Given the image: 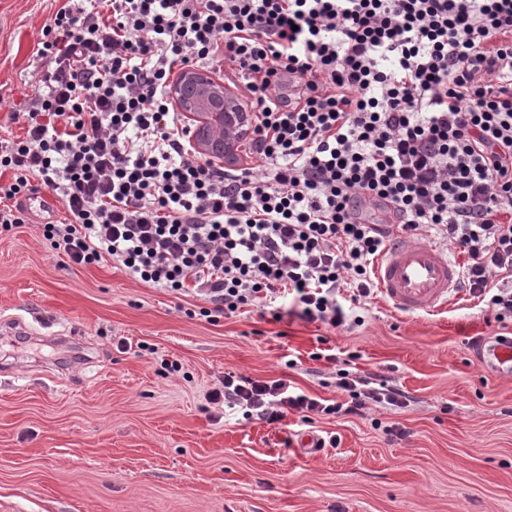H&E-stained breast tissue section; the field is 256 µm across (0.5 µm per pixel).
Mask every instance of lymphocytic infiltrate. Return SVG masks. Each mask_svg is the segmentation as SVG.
Returning a JSON list of instances; mask_svg holds the SVG:
<instances>
[{
  "label": "lymphocytic infiltrate",
  "instance_id": "1",
  "mask_svg": "<svg viewBox=\"0 0 512 512\" xmlns=\"http://www.w3.org/2000/svg\"><path fill=\"white\" fill-rule=\"evenodd\" d=\"M36 49L25 133L0 137V233L44 186L67 211L42 235L112 262L201 316L246 306L351 329L394 230L467 257L462 288L512 320V0H58ZM228 63L255 114L244 169L198 155L175 68ZM388 203L397 225L373 221ZM333 404L225 373L212 401L286 425L406 407L390 377L336 371Z\"/></svg>",
  "mask_w": 512,
  "mask_h": 512
}]
</instances>
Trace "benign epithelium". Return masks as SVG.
<instances>
[{
	"label": "benign epithelium",
	"mask_w": 512,
	"mask_h": 512,
	"mask_svg": "<svg viewBox=\"0 0 512 512\" xmlns=\"http://www.w3.org/2000/svg\"><path fill=\"white\" fill-rule=\"evenodd\" d=\"M171 98L187 118L199 122L194 145L199 153L220 150L227 162L236 160L231 143L248 137L254 115L233 92L219 81L188 69L172 86Z\"/></svg>",
	"instance_id": "7a95c632"
}]
</instances>
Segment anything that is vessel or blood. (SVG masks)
I'll return each mask as SVG.
<instances>
[{
	"mask_svg": "<svg viewBox=\"0 0 512 512\" xmlns=\"http://www.w3.org/2000/svg\"><path fill=\"white\" fill-rule=\"evenodd\" d=\"M374 277L386 304L410 315L433 314L450 305L460 265L440 246L400 237L376 259Z\"/></svg>",
	"mask_w": 512,
	"mask_h": 512,
	"instance_id": "b4317fda",
	"label": "vessel or blood"
}]
</instances>
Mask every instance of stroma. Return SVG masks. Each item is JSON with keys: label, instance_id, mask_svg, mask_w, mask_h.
<instances>
[{"label": "stroma", "instance_id": "35a3bbf8", "mask_svg": "<svg viewBox=\"0 0 512 512\" xmlns=\"http://www.w3.org/2000/svg\"><path fill=\"white\" fill-rule=\"evenodd\" d=\"M51 12L0 0V135L23 132L15 114ZM199 304L73 264L38 219L0 235V322L28 329L0 334V512H512V372L471 345L512 336V321H488L465 292L419 316L373 298L350 332L253 307L187 317ZM338 360L382 371L409 406L276 430L206 399L233 371L333 400ZM320 430L338 448L302 454Z\"/></svg>", "mask_w": 512, "mask_h": 512}]
</instances>
